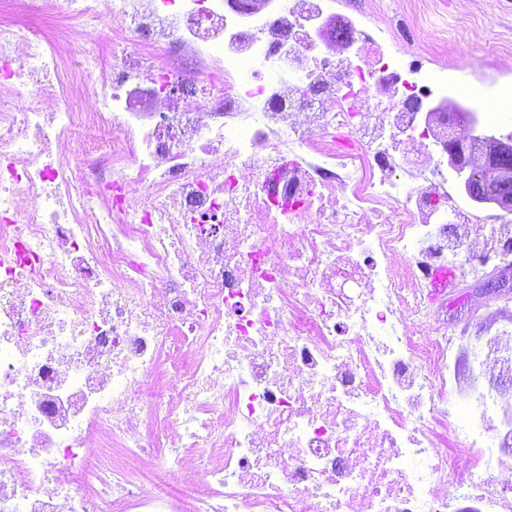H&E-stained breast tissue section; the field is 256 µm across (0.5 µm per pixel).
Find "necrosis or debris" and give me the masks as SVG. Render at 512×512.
Instances as JSON below:
<instances>
[{"label": "necrosis or debris", "instance_id": "necrosis-or-debris-1", "mask_svg": "<svg viewBox=\"0 0 512 512\" xmlns=\"http://www.w3.org/2000/svg\"><path fill=\"white\" fill-rule=\"evenodd\" d=\"M335 4L0 12V512H512V320L449 335L419 276L512 254L425 120L454 48ZM72 40L75 48L80 53H97L106 51L110 45V34L108 30L102 26L98 30L74 29L72 31Z\"/></svg>", "mask_w": 512, "mask_h": 512}]
</instances>
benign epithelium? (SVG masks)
<instances>
[{
    "mask_svg": "<svg viewBox=\"0 0 512 512\" xmlns=\"http://www.w3.org/2000/svg\"><path fill=\"white\" fill-rule=\"evenodd\" d=\"M448 127L466 129L448 137V169L462 192L480 207L512 215V133L487 134L476 112H448Z\"/></svg>",
    "mask_w": 512,
    "mask_h": 512,
    "instance_id": "7a95c632",
    "label": "benign epithelium"
}]
</instances>
